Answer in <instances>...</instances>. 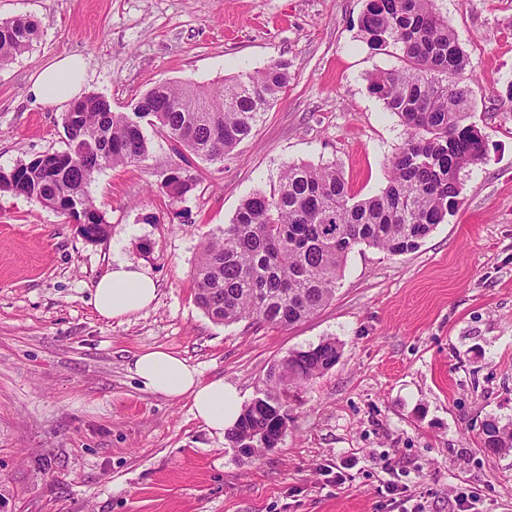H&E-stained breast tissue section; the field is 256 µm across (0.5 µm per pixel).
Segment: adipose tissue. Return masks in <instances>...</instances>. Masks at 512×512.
I'll list each match as a JSON object with an SVG mask.
<instances>
[{
  "label": "adipose tissue",
  "instance_id": "1",
  "mask_svg": "<svg viewBox=\"0 0 512 512\" xmlns=\"http://www.w3.org/2000/svg\"><path fill=\"white\" fill-rule=\"evenodd\" d=\"M85 71L80 56L61 57L37 73L28 92L42 104L67 107L79 98ZM156 293V283L146 270L116 257L98 280L92 302L103 318L121 319L148 308ZM130 370L148 391L171 400L189 397L194 417L210 433L224 435L240 418L243 400L238 389L220 378L202 380L185 359L153 350L135 357Z\"/></svg>",
  "mask_w": 512,
  "mask_h": 512
}]
</instances>
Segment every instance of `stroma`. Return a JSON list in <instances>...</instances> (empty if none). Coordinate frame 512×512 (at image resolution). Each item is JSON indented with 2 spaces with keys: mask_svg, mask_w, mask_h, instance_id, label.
Listing matches in <instances>:
<instances>
[{
  "mask_svg": "<svg viewBox=\"0 0 512 512\" xmlns=\"http://www.w3.org/2000/svg\"><path fill=\"white\" fill-rule=\"evenodd\" d=\"M469 57L463 82L484 160L462 203L413 253L352 250L333 299L286 328L212 322L194 300L204 237L290 163H333L353 193L387 184L407 133L368 90L397 67L362 41L364 0H0L38 37L0 66V168L62 150L58 108L27 87L62 55L115 111L163 82L220 80L290 61L292 80L250 139L195 160L169 203L136 166L97 174L110 226L87 241L64 216L0 192V512H512V453L484 448L512 422V0H435ZM158 282L147 309L102 318L113 258ZM334 338L338 362L290 406L272 451L241 456L129 366L163 350L244 401L290 351Z\"/></svg>",
  "mask_w": 512,
  "mask_h": 512,
  "instance_id": "1",
  "label": "stroma"
}]
</instances>
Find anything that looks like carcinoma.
<instances>
[{
    "label": "carcinoma",
    "mask_w": 512,
    "mask_h": 512,
    "mask_svg": "<svg viewBox=\"0 0 512 512\" xmlns=\"http://www.w3.org/2000/svg\"><path fill=\"white\" fill-rule=\"evenodd\" d=\"M434 0H365L358 29L374 53L400 66L369 77V91L396 114L407 139L389 160L383 190L359 199L334 164H289L278 188L249 195L230 223L202 243L194 269L197 306L215 323L255 319L289 327L327 305L347 255L368 246L401 256L417 250L461 204V172L481 161L486 141L468 122L469 66ZM36 34L27 18L0 21V63L26 50ZM290 63L278 59L209 86L163 82L115 112L99 95L76 100L62 114L65 148L0 169V190L59 205L90 242L109 233L88 186L107 168L153 159L145 129L165 136L178 161H155L158 192L175 202L198 185L192 158L222 162L250 138L284 93ZM340 346L325 339L292 351L267 375L266 388L245 405L225 438L234 448H276L288 429L289 396L330 370ZM483 447L512 452V424L487 425Z\"/></svg>",
    "instance_id": "obj_1"
}]
</instances>
